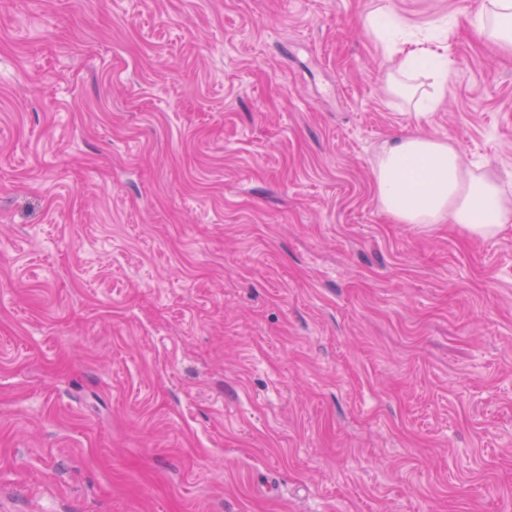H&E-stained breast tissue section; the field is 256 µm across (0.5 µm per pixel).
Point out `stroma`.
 <instances>
[{
    "mask_svg": "<svg viewBox=\"0 0 512 512\" xmlns=\"http://www.w3.org/2000/svg\"><path fill=\"white\" fill-rule=\"evenodd\" d=\"M481 5L0 0V512H512V230L373 192L408 134L512 184ZM391 11H379L373 13L368 18V27L376 34L391 33L392 37L387 38L386 46L390 52H396L398 57L395 73L388 79L389 89L392 92L403 93L410 101L417 95L419 86L413 85L408 81L412 80L418 71H422L431 82L429 86L432 91L421 95L419 100L413 105L416 112H431L443 96V92L448 87V79L451 74V60L448 57L445 48L440 52L432 49L429 45L422 42L412 44L414 48L406 50L400 46L405 42L400 41L401 26L391 16ZM397 75L406 78V81H400Z\"/></svg>",
    "mask_w": 512,
    "mask_h": 512,
    "instance_id": "35a3bbf8",
    "label": "stroma"
}]
</instances>
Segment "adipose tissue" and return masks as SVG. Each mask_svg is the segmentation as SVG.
Listing matches in <instances>:
<instances>
[{
    "instance_id": "ef3b65f1",
    "label": "adipose tissue",
    "mask_w": 512,
    "mask_h": 512,
    "mask_svg": "<svg viewBox=\"0 0 512 512\" xmlns=\"http://www.w3.org/2000/svg\"><path fill=\"white\" fill-rule=\"evenodd\" d=\"M368 26L386 35L387 48L397 55L390 90L413 99L415 111H433L451 74L447 52L420 42L402 48L401 27L387 11L373 13ZM476 26L511 50L512 0H489ZM373 186L380 206L398 224L448 223L483 239L512 228V194L492 177L475 173L446 140L413 134L384 141L373 162Z\"/></svg>"
}]
</instances>
